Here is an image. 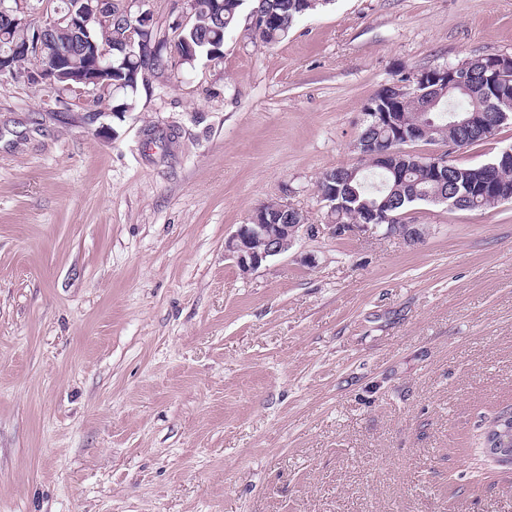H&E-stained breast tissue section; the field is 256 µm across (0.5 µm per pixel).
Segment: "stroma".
<instances>
[{"instance_id":"35a3bbf8","label":"stroma","mask_w":512,"mask_h":512,"mask_svg":"<svg viewBox=\"0 0 512 512\" xmlns=\"http://www.w3.org/2000/svg\"><path fill=\"white\" fill-rule=\"evenodd\" d=\"M478 55H512V0H331L274 45L243 22L119 118L0 82V512H512L475 444L512 407V203L247 274L224 251L267 201L327 223L367 101Z\"/></svg>"}]
</instances>
